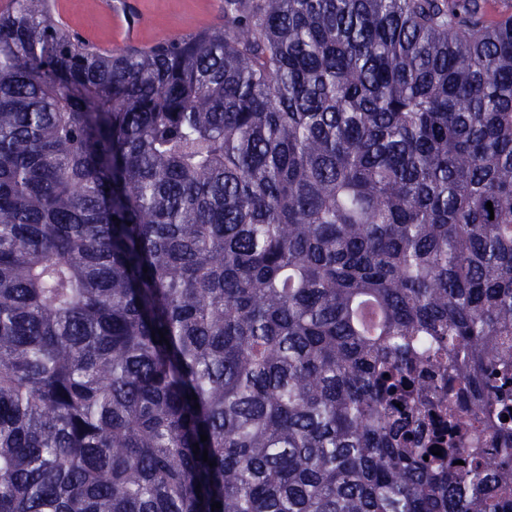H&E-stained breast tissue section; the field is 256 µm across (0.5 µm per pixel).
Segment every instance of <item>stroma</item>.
<instances>
[{
    "mask_svg": "<svg viewBox=\"0 0 512 512\" xmlns=\"http://www.w3.org/2000/svg\"><path fill=\"white\" fill-rule=\"evenodd\" d=\"M53 16L109 49L151 45L220 23L224 0H52Z\"/></svg>",
    "mask_w": 512,
    "mask_h": 512,
    "instance_id": "1",
    "label": "stroma"
}]
</instances>
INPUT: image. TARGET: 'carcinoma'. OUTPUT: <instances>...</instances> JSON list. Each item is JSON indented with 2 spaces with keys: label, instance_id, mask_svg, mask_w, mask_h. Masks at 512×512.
<instances>
[{
  "label": "carcinoma",
  "instance_id": "1",
  "mask_svg": "<svg viewBox=\"0 0 512 512\" xmlns=\"http://www.w3.org/2000/svg\"><path fill=\"white\" fill-rule=\"evenodd\" d=\"M0 512H512V15L12 0ZM51 1L53 19L60 16L83 37L109 49L177 38L218 24L224 16V0Z\"/></svg>",
  "mask_w": 512,
  "mask_h": 512
}]
</instances>
